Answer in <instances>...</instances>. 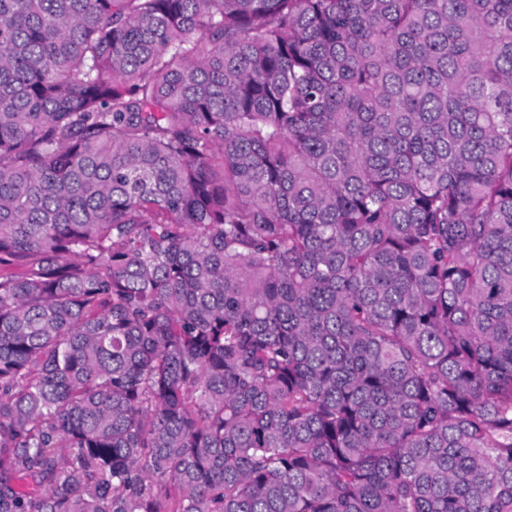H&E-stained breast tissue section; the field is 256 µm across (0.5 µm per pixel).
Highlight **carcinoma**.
<instances>
[{
	"instance_id": "obj_1",
	"label": "carcinoma",
	"mask_w": 512,
	"mask_h": 512,
	"mask_svg": "<svg viewBox=\"0 0 512 512\" xmlns=\"http://www.w3.org/2000/svg\"><path fill=\"white\" fill-rule=\"evenodd\" d=\"M0 512H512V0H0Z\"/></svg>"
}]
</instances>
